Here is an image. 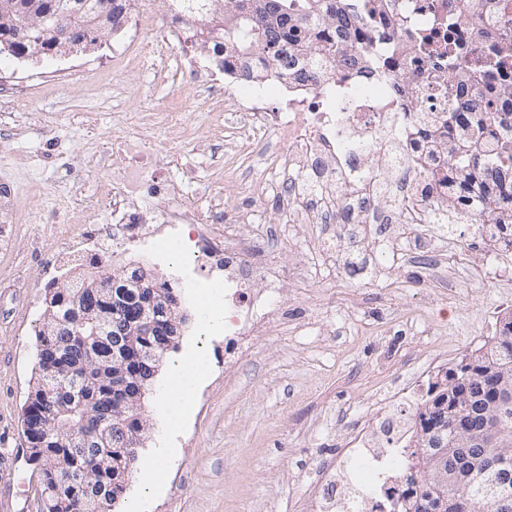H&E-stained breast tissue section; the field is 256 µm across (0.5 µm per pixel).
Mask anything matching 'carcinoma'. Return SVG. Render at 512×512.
Returning a JSON list of instances; mask_svg holds the SVG:
<instances>
[{"label": "carcinoma", "instance_id": "cac0c4a2", "mask_svg": "<svg viewBox=\"0 0 512 512\" xmlns=\"http://www.w3.org/2000/svg\"><path fill=\"white\" fill-rule=\"evenodd\" d=\"M53 0H0V51L8 48L27 61L54 57L46 43L19 42L8 35L11 19L6 14L24 11V18L36 24L50 10ZM236 18L221 23L226 41L236 43L247 55L261 51L280 68L298 62V56L314 52L329 66L341 71L355 58L354 32L365 17L345 7L339 0H235ZM81 48L98 43L100 33L76 20ZM451 81L460 108L448 113V130L440 131L420 123L425 139L446 137L448 146V198L432 215V223L447 224L464 193L474 191L485 222L493 236L512 244V181L486 187L472 186L467 176L478 170L482 180L488 173L512 170V125L496 141L487 138L485 122L497 116L496 101L483 97L473 83L467 63L436 76ZM101 279V288L88 289L85 283ZM131 283L143 285L142 294H152L156 307H180L170 283L160 282L137 266L121 272L78 274L46 290L45 309L36 331L35 376L29 387L22 413V429L29 460L36 464L41 490L40 512H109L127 484L131 449L112 444V403L122 405L119 423L129 431L146 427L140 407L125 404V394L112 387V361L125 365L130 374L140 371L139 350L155 344L154 333L137 329L135 344L118 348L112 339L96 334V328L116 322L129 325L141 317L139 298L126 289ZM64 323L78 322L77 330L54 333L47 330L50 318ZM500 342L490 346V355L512 357V319L499 323ZM482 374L481 356L461 360L448 370L444 379L428 385L422 414L426 421L414 429L415 440L407 454V488L397 495L399 512H438L439 500L448 496V485L428 479L434 458L448 445V420L463 406L461 395L473 375ZM499 470L496 457L489 455L469 470L470 497L474 506L468 512H502L499 499H512V479L486 491L487 482Z\"/></svg>", "mask_w": 512, "mask_h": 512}]
</instances>
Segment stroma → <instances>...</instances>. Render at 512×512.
I'll list each match as a JSON object with an SVG mask.
<instances>
[{
  "mask_svg": "<svg viewBox=\"0 0 512 512\" xmlns=\"http://www.w3.org/2000/svg\"><path fill=\"white\" fill-rule=\"evenodd\" d=\"M111 63L107 35L101 47L28 62L8 75L28 85L30 97L22 109L0 115V178L20 177L38 191L16 199L15 211L27 221L0 248V444L12 450L0 466V512H36V466L28 460L22 412L45 291L64 274L53 258L60 245L52 221L62 218V205L81 213L93 199L85 161L111 147L115 113L184 110L198 125L213 122L189 76L160 81L151 57L118 76L96 74ZM44 121L54 124V140L41 136ZM20 154L37 161L17 171ZM373 234L378 245L371 249L347 232L331 268L301 230L289 228L275 251L277 262L299 270L288 291V327L259 339L256 353L229 375L223 330L205 333L197 316L193 268L157 256L147 242L118 263H99L103 272L140 265L170 281L187 316L143 403L150 431L137 456L165 454L163 487L143 495L129 475L111 512H309L319 492L314 466L333 460L348 427L371 416L376 393L407 378L428 385L422 367L432 354L456 365L486 345L501 311L512 312V254L475 225H449L447 236L422 247L404 239L391 255L389 226L374 225ZM426 251L447 276L424 261ZM189 350L204 352L207 374L192 408L171 428L157 400Z\"/></svg>",
  "mask_w": 512,
  "mask_h": 512,
  "instance_id": "1",
  "label": "stroma"
}]
</instances>
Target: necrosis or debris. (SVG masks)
Returning <instances> with one entry per match:
<instances>
[{
  "label": "necrosis or debris",
  "mask_w": 512,
  "mask_h": 512,
  "mask_svg": "<svg viewBox=\"0 0 512 512\" xmlns=\"http://www.w3.org/2000/svg\"><path fill=\"white\" fill-rule=\"evenodd\" d=\"M140 2L132 0V30L112 49V71L190 44L180 66L206 85L205 104L217 122L207 136L186 112L166 113L165 123L173 140L199 156L223 147L224 176L187 190L192 171L182 154L159 171L150 123L118 114L116 150L103 152L96 168L98 217L88 225L77 217L61 221L58 238L66 259L83 263L94 258L88 244L95 240L109 248L143 240L163 255L168 240L155 225L195 226L190 251L200 267L191 286L223 291L227 348L241 361L252 357L258 338L277 335L286 323L288 308L270 291L295 276L270 260L259 238L299 225L323 234L335 226L340 202L364 225L385 215L398 224L427 216L448 193L447 151L417 134L422 115L448 120L449 87L434 81V69L447 67L454 54L469 62L484 89L512 82V68L490 71L482 64L491 44L512 39V22L491 0H470L459 20L449 15L448 0H369L374 10L357 36L354 63L338 73L314 63V78L304 83L281 73L264 53L240 61L229 45L226 70L216 75L207 64L212 40L197 23L204 0H172L158 19ZM380 53L388 57L386 68L368 72L370 58ZM271 83L283 89L274 107L264 95ZM256 163L263 176H251ZM269 199L277 203L274 223L262 208ZM418 404L408 380L376 397L374 423L353 424L335 460L319 467L324 492L312 512H392L386 491L405 471L400 450L413 425L401 412Z\"/></svg>",
  "instance_id": "necrosis-or-debris-1"
}]
</instances>
